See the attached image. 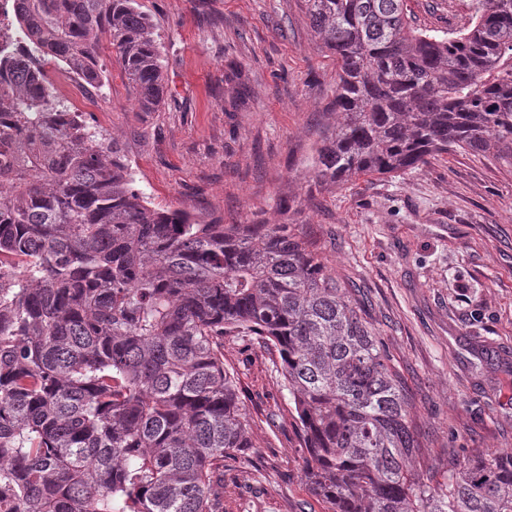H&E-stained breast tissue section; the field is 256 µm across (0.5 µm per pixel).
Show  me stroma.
Returning <instances> with one entry per match:
<instances>
[{"label": "stroma", "instance_id": "1", "mask_svg": "<svg viewBox=\"0 0 512 512\" xmlns=\"http://www.w3.org/2000/svg\"><path fill=\"white\" fill-rule=\"evenodd\" d=\"M152 17L167 93L142 112L101 39L98 131L118 138L153 206L199 221L290 224L372 323L410 400L415 472L439 489L478 454L512 452V160L457 148L418 168L318 183L336 124V57L306 0H138ZM480 0H407L415 27L469 26ZM254 449L224 459L219 512H327L279 352L224 338Z\"/></svg>", "mask_w": 512, "mask_h": 512}]
</instances>
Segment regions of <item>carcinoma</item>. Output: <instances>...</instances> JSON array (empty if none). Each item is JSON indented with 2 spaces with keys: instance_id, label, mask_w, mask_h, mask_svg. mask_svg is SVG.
I'll use <instances>...</instances> for the list:
<instances>
[{
  "instance_id": "obj_1",
  "label": "carcinoma",
  "mask_w": 512,
  "mask_h": 512,
  "mask_svg": "<svg viewBox=\"0 0 512 512\" xmlns=\"http://www.w3.org/2000/svg\"><path fill=\"white\" fill-rule=\"evenodd\" d=\"M0 50V500L11 512H218L224 457L254 447L224 333L272 343L328 512H512V453L421 485L400 375L290 224L201 223L134 188L119 143L64 109L44 70L102 83L106 33L141 112L166 79L138 0H15ZM336 54L331 183L468 148L512 158V0L453 37L406 0H306Z\"/></svg>"
}]
</instances>
